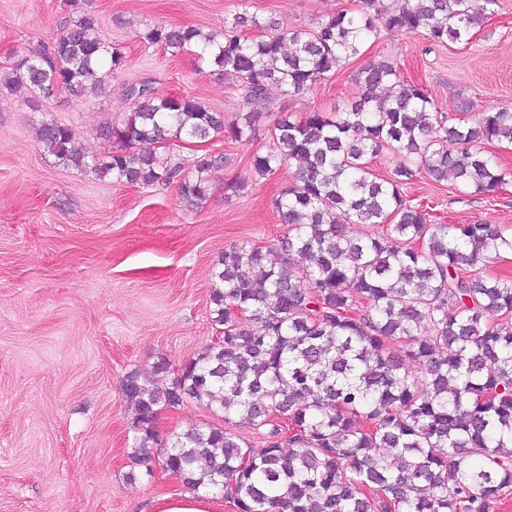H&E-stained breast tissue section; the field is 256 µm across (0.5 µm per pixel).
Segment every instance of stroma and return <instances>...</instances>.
<instances>
[{"mask_svg":"<svg viewBox=\"0 0 512 512\" xmlns=\"http://www.w3.org/2000/svg\"><path fill=\"white\" fill-rule=\"evenodd\" d=\"M100 38L121 52L107 91L78 101L55 92L32 107L25 92L0 91V512H157L160 499L186 492L158 463L130 456L134 410L121 391L126 374L182 365L219 336L210 314L213 267L226 245L269 246L286 226L275 200L290 170L261 178L251 157L269 144L282 115L334 111L356 91L355 72L392 56L404 78L423 84L441 111L460 98L476 108L512 109V0L465 46L425 36L385 34L358 59L305 94H272L254 139L218 135L155 145L195 176L204 155H224L201 208L183 202L177 184L130 185L64 166L36 141L35 128L69 125L91 155L114 145L100 137L135 102L130 85L151 82L163 95L188 94L234 119L245 109L236 82L172 56L140 37L145 25L220 30L241 0H82ZM257 13L309 27L356 0H253ZM70 0H0V73L17 57L49 45L73 20ZM238 191H229V184ZM406 194L441 224L490 223L512 233V182L490 196L417 179ZM222 414L193 399L162 411L160 439L208 425Z\"/></svg>","mask_w":512,"mask_h":512,"instance_id":"1","label":"stroma"}]
</instances>
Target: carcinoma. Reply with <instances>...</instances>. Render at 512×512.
<instances>
[{
	"label": "carcinoma",
	"mask_w": 512,
	"mask_h": 512,
	"mask_svg": "<svg viewBox=\"0 0 512 512\" xmlns=\"http://www.w3.org/2000/svg\"><path fill=\"white\" fill-rule=\"evenodd\" d=\"M359 2L311 28L277 29L250 0L221 33L148 25L141 39L174 56L195 51L238 83L248 111L227 124L192 96L160 95L141 82L128 88L134 111L102 130L121 144L107 158L87 155L55 120L35 128L36 140L60 163L99 178L176 183L198 208L224 157H201L191 179L139 145L225 132L248 140L271 90L302 94L385 31L467 45L497 6ZM96 29L95 16L80 12L52 44L17 58L3 86L25 88L35 108L57 90L77 100L93 88L105 92L124 57ZM355 84L332 113L282 117L272 146L253 154L262 177L294 169L276 199L288 231L274 248H224L210 296L221 335L170 386L154 388L137 371L125 376L121 390L136 411L131 457L158 459L188 488L221 496L236 512H492L512 487V281L484 267L512 249V236L489 223L433 224L405 190L418 177L450 179L477 195L512 182V169L483 147L512 142V109L477 110L463 98L460 116L446 115L387 56L362 68ZM386 152L405 163L382 178L371 162ZM351 224L367 231L354 235ZM294 255L306 264L295 265ZM187 398L222 412L225 426L160 442L156 416ZM246 431L263 435L262 445Z\"/></svg>",
	"instance_id": "carcinoma-1"
}]
</instances>
